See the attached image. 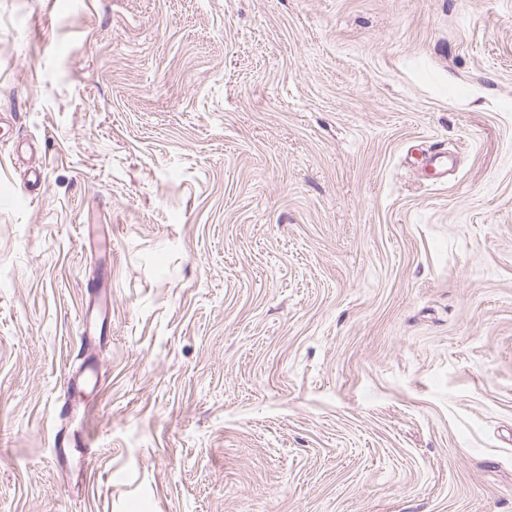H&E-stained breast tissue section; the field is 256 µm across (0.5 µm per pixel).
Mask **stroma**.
I'll use <instances>...</instances> for the list:
<instances>
[{
	"instance_id": "stroma-1",
	"label": "stroma",
	"mask_w": 512,
	"mask_h": 512,
	"mask_svg": "<svg viewBox=\"0 0 512 512\" xmlns=\"http://www.w3.org/2000/svg\"><path fill=\"white\" fill-rule=\"evenodd\" d=\"M0 512H512V0H0ZM406 158L414 166L428 170L437 180L446 176L448 166H452L453 164L447 152L437 145H431L429 147L416 145L408 151Z\"/></svg>"
}]
</instances>
